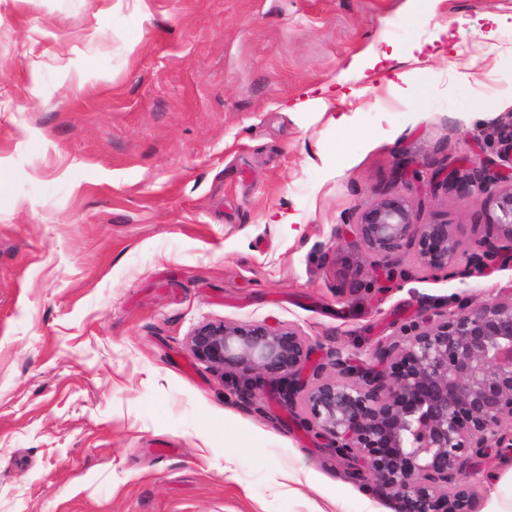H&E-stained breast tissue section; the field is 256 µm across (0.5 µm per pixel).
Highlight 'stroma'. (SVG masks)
I'll use <instances>...</instances> for the list:
<instances>
[{"instance_id": "1", "label": "stroma", "mask_w": 512, "mask_h": 512, "mask_svg": "<svg viewBox=\"0 0 512 512\" xmlns=\"http://www.w3.org/2000/svg\"><path fill=\"white\" fill-rule=\"evenodd\" d=\"M148 5L0 0V512H394L300 413L243 404L187 339L290 323L369 365L419 304L512 292V265L435 279L410 247V279L385 288L336 235L399 192L476 249L482 201L433 177L500 160L512 0H437L417 21L408 0ZM443 30L457 53L415 63ZM371 50L389 58L355 96L282 111ZM467 479L483 512L512 500L500 455Z\"/></svg>"}]
</instances>
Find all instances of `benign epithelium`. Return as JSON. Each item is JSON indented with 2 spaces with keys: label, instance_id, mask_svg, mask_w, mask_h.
Instances as JSON below:
<instances>
[{
  "label": "benign epithelium",
  "instance_id": "1",
  "mask_svg": "<svg viewBox=\"0 0 512 512\" xmlns=\"http://www.w3.org/2000/svg\"><path fill=\"white\" fill-rule=\"evenodd\" d=\"M508 128L498 167L476 158L437 172L445 189L484 198L496 228L468 257L473 273L512 249V123ZM347 234L391 281L402 278L397 259L406 246L432 277L458 266L454 226L418 223L399 193L361 211ZM188 345L195 360L238 379L246 404L257 399L261 379L281 408L302 400L307 427L347 461L351 478L371 476L396 512H479L477 491L458 477L488 449L512 448V294L418 313L397 339L378 346L379 370L352 364L340 347L311 366L313 347L293 324L206 322Z\"/></svg>",
  "mask_w": 512,
  "mask_h": 512
}]
</instances>
